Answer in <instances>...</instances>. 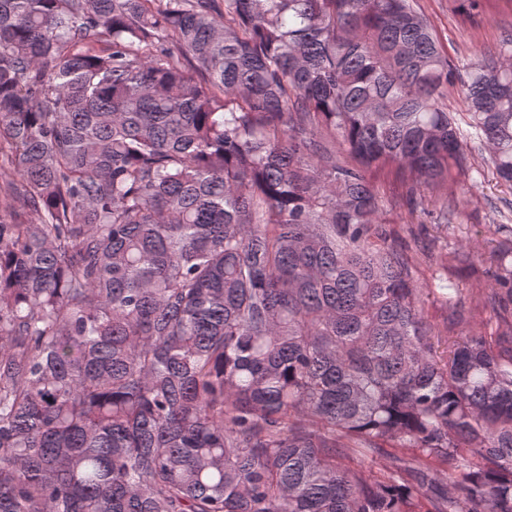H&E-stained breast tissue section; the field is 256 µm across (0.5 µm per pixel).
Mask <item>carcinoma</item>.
<instances>
[{"instance_id":"cac0c4a2","label":"carcinoma","mask_w":512,"mask_h":512,"mask_svg":"<svg viewBox=\"0 0 512 512\" xmlns=\"http://www.w3.org/2000/svg\"><path fill=\"white\" fill-rule=\"evenodd\" d=\"M453 88L512 186V31L459 63L417 0H0V512H512V227L477 325L371 182L462 223ZM428 314L431 323L436 327V334L439 331V336H434L432 339L434 349L438 356L445 357L448 354V332L444 329L446 309L438 295H430Z\"/></svg>"}]
</instances>
